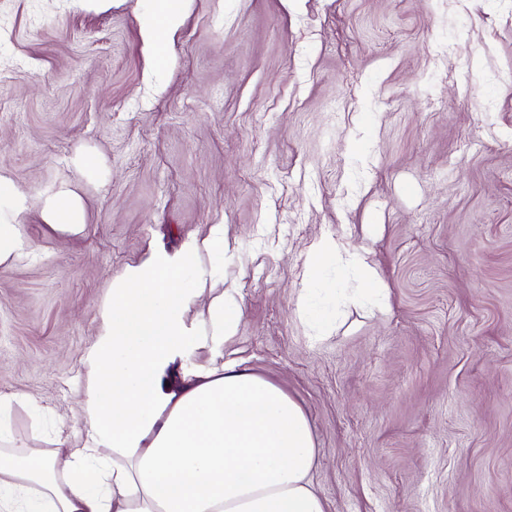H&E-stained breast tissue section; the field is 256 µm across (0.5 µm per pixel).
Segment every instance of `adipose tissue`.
Instances as JSON below:
<instances>
[{"mask_svg": "<svg viewBox=\"0 0 512 512\" xmlns=\"http://www.w3.org/2000/svg\"><path fill=\"white\" fill-rule=\"evenodd\" d=\"M43 213L60 232L84 229L73 192L46 198ZM203 248L223 252V225L113 279L88 360L84 443L62 462L0 448V512H326L300 406L224 356L240 319L232 295L207 309L213 362L183 370L178 388L164 382L196 347L183 281L205 277Z\"/></svg>", "mask_w": 512, "mask_h": 512, "instance_id": "1", "label": "adipose tissue"}]
</instances>
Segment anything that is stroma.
<instances>
[{
    "instance_id": "1",
    "label": "stroma",
    "mask_w": 512,
    "mask_h": 512,
    "mask_svg": "<svg viewBox=\"0 0 512 512\" xmlns=\"http://www.w3.org/2000/svg\"><path fill=\"white\" fill-rule=\"evenodd\" d=\"M152 21L0 0V174L40 251L0 268L8 447L80 446L113 277L220 224L187 321L233 289L225 348L302 408L327 512H512V0H184L160 51ZM61 189L82 233L43 219Z\"/></svg>"
}]
</instances>
